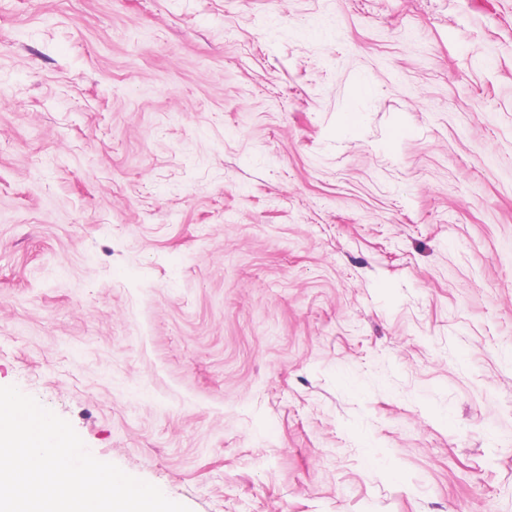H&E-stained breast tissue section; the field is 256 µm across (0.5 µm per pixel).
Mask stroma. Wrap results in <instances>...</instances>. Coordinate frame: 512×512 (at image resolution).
I'll use <instances>...</instances> for the list:
<instances>
[{
  "mask_svg": "<svg viewBox=\"0 0 512 512\" xmlns=\"http://www.w3.org/2000/svg\"><path fill=\"white\" fill-rule=\"evenodd\" d=\"M191 512H512V0H0V386Z\"/></svg>",
  "mask_w": 512,
  "mask_h": 512,
  "instance_id": "stroma-1",
  "label": "stroma"
}]
</instances>
